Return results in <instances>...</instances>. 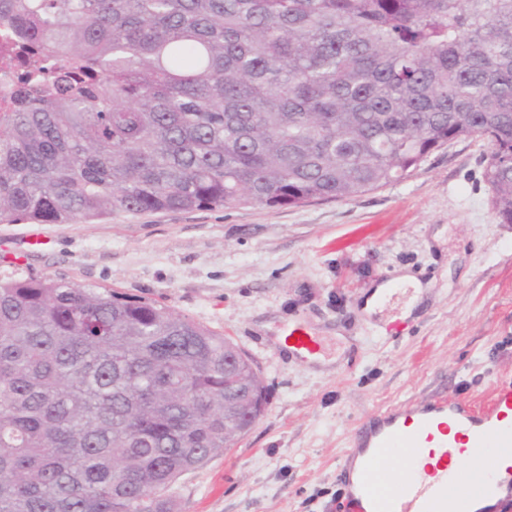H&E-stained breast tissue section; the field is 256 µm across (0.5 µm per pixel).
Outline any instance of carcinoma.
Here are the masks:
<instances>
[{
    "label": "carcinoma",
    "instance_id": "obj_1",
    "mask_svg": "<svg viewBox=\"0 0 512 512\" xmlns=\"http://www.w3.org/2000/svg\"><path fill=\"white\" fill-rule=\"evenodd\" d=\"M42 64L0 98V222L298 207L493 145L512 224V0H0ZM238 346L155 301L0 279V512H178L245 436ZM238 375L266 394L247 354Z\"/></svg>",
    "mask_w": 512,
    "mask_h": 512
}]
</instances>
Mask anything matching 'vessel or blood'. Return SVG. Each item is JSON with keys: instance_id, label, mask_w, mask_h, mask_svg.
I'll return each mask as SVG.
<instances>
[{"instance_id": "obj_1", "label": "vessel or blood", "mask_w": 512, "mask_h": 512, "mask_svg": "<svg viewBox=\"0 0 512 512\" xmlns=\"http://www.w3.org/2000/svg\"><path fill=\"white\" fill-rule=\"evenodd\" d=\"M506 409L512 411V383L498 385L489 410L481 414L463 401H439L420 409L405 406L378 414L357 432L349 455V464L359 465L363 475L360 489L347 496L349 512H366L363 502L367 499L375 504L373 512H432L433 503L446 496L449 484L468 481L451 469L443 453L451 441L441 434L440 414L470 430L464 452L472 455L481 448L512 447V423L502 417ZM411 419L416 426L410 430L406 423ZM427 445L440 449L441 455L436 463L423 465L417 450ZM397 454L404 469L400 476L389 468Z\"/></svg>"}]
</instances>
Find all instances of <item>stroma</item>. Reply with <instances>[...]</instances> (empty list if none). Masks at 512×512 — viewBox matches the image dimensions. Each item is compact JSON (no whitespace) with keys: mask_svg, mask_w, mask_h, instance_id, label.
I'll list each match as a JSON object with an SVG mask.
<instances>
[{"mask_svg":"<svg viewBox=\"0 0 512 512\" xmlns=\"http://www.w3.org/2000/svg\"><path fill=\"white\" fill-rule=\"evenodd\" d=\"M489 152L479 138L441 146L407 178L344 201L0 223V275L157 301L253 359L265 412L177 480L180 512H346L337 473L363 421L438 398L483 404L512 378V224L492 206ZM404 272L421 294L401 289L366 313L374 288ZM412 297L407 329L385 335ZM296 325L320 338L318 359L284 346Z\"/></svg>","mask_w":512,"mask_h":512,"instance_id":"1","label":"stroma"}]
</instances>
